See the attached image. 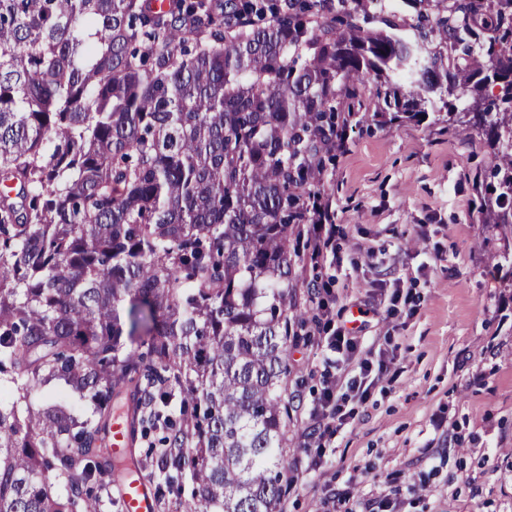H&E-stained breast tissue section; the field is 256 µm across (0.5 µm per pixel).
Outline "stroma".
Returning a JSON list of instances; mask_svg holds the SVG:
<instances>
[{"label": "stroma", "mask_w": 512, "mask_h": 512, "mask_svg": "<svg viewBox=\"0 0 512 512\" xmlns=\"http://www.w3.org/2000/svg\"><path fill=\"white\" fill-rule=\"evenodd\" d=\"M328 163L324 197L349 263L296 266L291 312L306 323L289 348L286 474L277 512H353L389 499L394 512H512V238L483 223L480 181L495 157L472 130L444 120L381 125L369 114ZM330 283L328 313L308 295ZM415 310L390 314L394 289ZM354 326L386 375L325 447L311 412L325 381L346 385L315 331Z\"/></svg>", "instance_id": "stroma-1"}]
</instances>
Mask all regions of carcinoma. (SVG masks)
Returning a JSON list of instances; mask_svg holds the SVG:
<instances>
[{
	"mask_svg": "<svg viewBox=\"0 0 512 512\" xmlns=\"http://www.w3.org/2000/svg\"><path fill=\"white\" fill-rule=\"evenodd\" d=\"M355 80L381 124L477 131L512 230V0H0V512H97L117 392L165 426L157 500L188 471L189 512H276L288 288ZM53 381L86 405L22 406Z\"/></svg>",
	"mask_w": 512,
	"mask_h": 512,
	"instance_id": "obj_1",
	"label": "carcinoma"
}]
</instances>
